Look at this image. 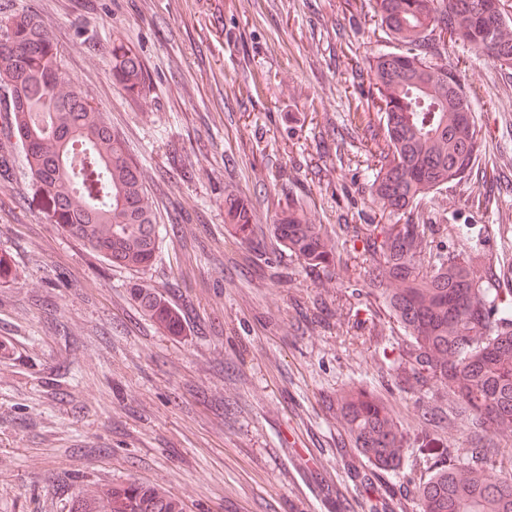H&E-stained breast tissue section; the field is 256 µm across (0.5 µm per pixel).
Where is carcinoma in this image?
I'll list each match as a JSON object with an SVG mask.
<instances>
[{
  "label": "carcinoma",
  "instance_id": "obj_1",
  "mask_svg": "<svg viewBox=\"0 0 512 512\" xmlns=\"http://www.w3.org/2000/svg\"><path fill=\"white\" fill-rule=\"evenodd\" d=\"M386 39L405 50L375 57L379 102L366 116L374 158L371 196L381 215L403 212V224H364V261L387 280L374 283L390 319L407 335L404 381L414 390L431 382L448 388V427L464 414L489 429L470 448L467 463L452 462L418 484L419 512H512V474L498 442L512 440V288L485 287L488 264L475 257H448L434 250L433 225L419 209L426 196L465 179L475 165L481 134L470 101L456 76L441 63L448 41L488 52L512 70V40L503 0H376ZM112 77L140 93L146 75L129 48H112ZM58 49L37 17L13 15L0 25V88L10 118L0 136L20 145L35 181L42 211L53 224L115 267L151 266L167 229L145 204L146 187L124 141L77 91ZM456 108L448 115V106ZM224 222L237 242L249 246L257 225L247 202L224 200ZM276 241L288 257L312 272L336 265L337 234L326 224H307L290 203L276 214ZM270 277L286 286L288 265H270ZM134 298L159 326L172 331L166 304L138 288ZM353 449L372 469L393 471L407 452L406 438L387 406L360 387L336 399ZM68 512H185L162 488L136 479L113 482L97 495L73 493Z\"/></svg>",
  "mask_w": 512,
  "mask_h": 512
}]
</instances>
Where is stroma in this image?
I'll list each match as a JSON object with an SVG mask.
<instances>
[{
	"instance_id": "obj_1",
	"label": "stroma",
	"mask_w": 512,
	"mask_h": 512,
	"mask_svg": "<svg viewBox=\"0 0 512 512\" xmlns=\"http://www.w3.org/2000/svg\"><path fill=\"white\" fill-rule=\"evenodd\" d=\"M20 13L39 17L73 89L124 140L168 233L147 270L115 267L45 218L22 162L0 179V251L14 264L0 283V512H67L53 479L71 473L89 491L157 485L186 512H371L381 493L392 512H417L419 482L465 462L470 424L425 420L446 387L404 389L406 337L362 241L340 235L342 263L320 276L290 261L284 288L224 223L230 195L262 242L291 200L310 224L378 223L374 160L352 121L375 91L370 60L395 49L378 15L345 0H0V19ZM116 44L138 54L142 94L113 85ZM442 58L481 135L471 176L421 208L435 250L482 257L499 288L512 282V74L458 41ZM138 288L179 312L180 332L145 317ZM352 385L384 400L409 444L370 490L336 410Z\"/></svg>"
}]
</instances>
